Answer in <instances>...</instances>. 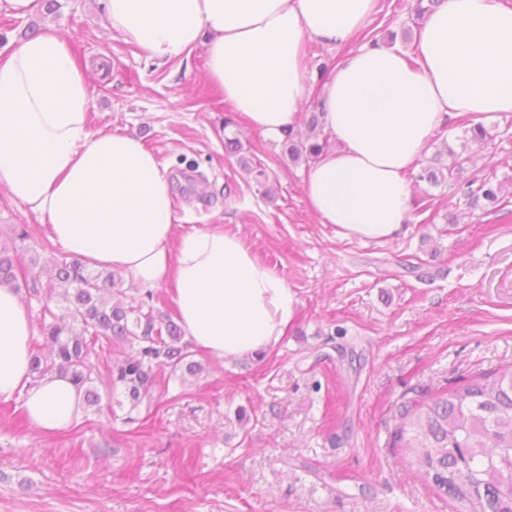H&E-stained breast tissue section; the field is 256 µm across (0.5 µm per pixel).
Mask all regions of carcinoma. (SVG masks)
Segmentation results:
<instances>
[{
  "label": "carcinoma",
  "mask_w": 512,
  "mask_h": 512,
  "mask_svg": "<svg viewBox=\"0 0 512 512\" xmlns=\"http://www.w3.org/2000/svg\"><path fill=\"white\" fill-rule=\"evenodd\" d=\"M286 142L292 158H314L324 152L328 138L317 136L308 144L290 138ZM469 162L470 156L456 154L447 170L424 167L415 182L452 183ZM466 196L473 205L482 200L496 209L502 202L501 185L490 177L471 181ZM15 281L13 258L0 250V285L12 286ZM25 287L35 296L44 295L43 315L50 317L42 330L51 352L32 355L33 378L69 377L88 407L100 403L94 386L100 367L92 355L117 341L137 346L124 358L105 364L111 386L124 389L133 409L157 370H200L172 318L158 320L152 312H143L141 303L113 300L110 272H88L78 260L61 255L49 268L31 269ZM52 301L59 312L50 307ZM399 417L394 443L410 450L433 489L463 502L466 512H512V364L465 379L429 399L407 401L400 406Z\"/></svg>",
  "instance_id": "cac0c4a2"
}]
</instances>
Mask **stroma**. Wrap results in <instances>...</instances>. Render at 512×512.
Wrapping results in <instances>:
<instances>
[{"label": "stroma", "instance_id": "35a3bbf8", "mask_svg": "<svg viewBox=\"0 0 512 512\" xmlns=\"http://www.w3.org/2000/svg\"><path fill=\"white\" fill-rule=\"evenodd\" d=\"M60 3L25 18L0 0V57L29 22L60 29L88 66L90 133L140 139L167 169L177 231L239 230L299 304L273 352L230 362L196 353L199 374L150 385L135 408L98 383L99 406L64 432H35L19 402L0 403V512H463L427 485L393 432L404 401L512 364V113L481 116L485 144L455 120L418 161L443 168L449 150L468 148L460 182L492 177L500 208L424 182L404 234L347 239L311 212L305 160L250 132L208 82L203 49L153 58L106 29L99 0ZM415 6L379 0L343 45L306 40V115L324 68L348 53L371 41L413 52ZM228 137L240 154L225 151ZM17 224L29 239L14 238ZM0 247L21 277L60 253L47 223L1 189Z\"/></svg>", "mask_w": 512, "mask_h": 512}]
</instances>
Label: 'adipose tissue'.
I'll use <instances>...</instances> for the list:
<instances>
[{"label": "adipose tissue", "mask_w": 512, "mask_h": 512, "mask_svg": "<svg viewBox=\"0 0 512 512\" xmlns=\"http://www.w3.org/2000/svg\"><path fill=\"white\" fill-rule=\"evenodd\" d=\"M105 26L150 56L204 48L207 77L249 128L292 129L308 97L306 39L335 46L362 31L378 0H104ZM418 60L368 44L351 52L319 97L338 143L304 172L312 212L341 236L401 234L407 170L457 114L512 112V5L443 0L424 20ZM86 71L54 27L0 60V187L50 226L66 254L118 272L136 288H167L187 339L236 359L271 352L298 299L243 236L221 224L175 230L158 157L126 134H90ZM33 321L0 286V403L20 402L32 428L67 430L81 394L66 377L33 381Z\"/></svg>", "instance_id": "obj_1"}]
</instances>
